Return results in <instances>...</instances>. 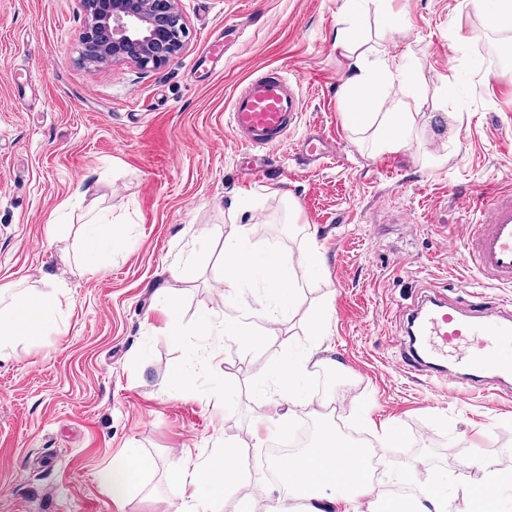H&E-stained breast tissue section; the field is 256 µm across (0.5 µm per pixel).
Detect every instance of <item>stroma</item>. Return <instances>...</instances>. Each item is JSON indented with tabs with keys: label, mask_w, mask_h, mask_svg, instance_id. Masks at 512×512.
<instances>
[{
	"label": "stroma",
	"mask_w": 512,
	"mask_h": 512,
	"mask_svg": "<svg viewBox=\"0 0 512 512\" xmlns=\"http://www.w3.org/2000/svg\"><path fill=\"white\" fill-rule=\"evenodd\" d=\"M174 6L185 46L143 70L82 60L81 0H0V284L62 295L58 323L0 361V512H174L171 461L203 473L229 446L244 475L225 481L222 512H267L285 489L267 478L251 425L279 400L255 383L284 350L306 347L323 308L328 334L291 425L394 440L375 450L382 512H416V497L390 498L411 478L461 474L480 493V458L512 473V399L460 396L403 371L395 344L421 296L512 303V288L488 287L465 250L482 193L512 187V30L491 28L472 0H363L361 50L397 43L421 112L406 151L377 153L339 95L346 0ZM213 41L223 59L194 70ZM270 67L297 82L304 112L278 150L285 167L252 176L227 115L241 84ZM314 126L336 155L302 168L295 148ZM243 205L255 215L247 247L289 268L298 308L278 310L260 281L225 298L222 231ZM92 215L127 246L90 254ZM312 245L323 268L298 262ZM241 316L258 347L221 334V319ZM211 332L222 354L196 366ZM179 367L189 376L172 381ZM132 450L155 466L121 508L98 474Z\"/></svg>",
	"instance_id": "obj_1"
}]
</instances>
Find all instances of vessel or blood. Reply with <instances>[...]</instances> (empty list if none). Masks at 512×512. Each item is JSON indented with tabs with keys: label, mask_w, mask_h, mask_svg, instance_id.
Here are the masks:
<instances>
[{
	"label": "vessel or blood",
	"mask_w": 512,
	"mask_h": 512,
	"mask_svg": "<svg viewBox=\"0 0 512 512\" xmlns=\"http://www.w3.org/2000/svg\"><path fill=\"white\" fill-rule=\"evenodd\" d=\"M302 98L281 70L249 79L234 95L227 126L233 138L254 151L271 152L287 141L301 122ZM299 151L305 163L333 157L336 144L312 131ZM483 218L466 242L469 264L498 287H512V191L486 193ZM402 369L428 366L432 378L464 395L482 391L508 397L504 380H512V312L477 299L461 306L434 304L417 327L414 342L404 346Z\"/></svg>",
	"instance_id": "vessel-or-blood-1"
}]
</instances>
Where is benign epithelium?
Returning <instances> with one entry per match:
<instances>
[{
    "mask_svg": "<svg viewBox=\"0 0 512 512\" xmlns=\"http://www.w3.org/2000/svg\"><path fill=\"white\" fill-rule=\"evenodd\" d=\"M87 25L82 59L128 61L160 67L184 47L187 27L172 0H82Z\"/></svg>",
    "mask_w": 512,
    "mask_h": 512,
    "instance_id": "obj_1",
    "label": "benign epithelium"
}]
</instances>
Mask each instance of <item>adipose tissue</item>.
I'll list each match as a JSON object with an SVG mask.
<instances>
[{"mask_svg":"<svg viewBox=\"0 0 512 512\" xmlns=\"http://www.w3.org/2000/svg\"><path fill=\"white\" fill-rule=\"evenodd\" d=\"M399 90L397 100L383 112L374 109L376 82ZM342 97L356 119L377 125L375 148L385 152L406 150L416 136L418 101L410 75L392 66L389 52L378 53L376 60L365 55L353 59V72L342 87ZM265 281L276 288L282 304L289 309L300 303L299 292L286 268L274 257L258 259L244 243L240 228L224 236V294L232 296L242 282ZM58 297L34 294L14 299L0 308V358L11 356L23 338L37 336L60 316ZM326 312L314 315L310 324V345L304 351H284L271 368L280 401L298 406L302 399V380L321 340L327 334ZM365 449L345 438L321 434L308 453L281 462V482L290 493L305 498L308 512H377L372 499L371 480L360 463Z\"/></svg>","mask_w":512,"mask_h":512,"instance_id":"1","label":"adipose tissue"}]
</instances>
